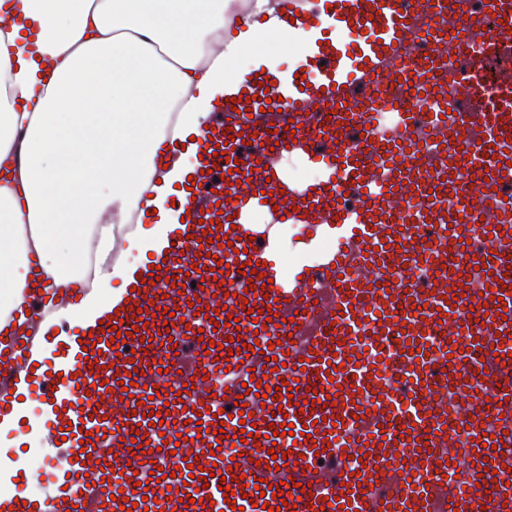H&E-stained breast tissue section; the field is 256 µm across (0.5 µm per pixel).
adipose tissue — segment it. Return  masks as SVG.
Listing matches in <instances>:
<instances>
[{"label":"adipose tissue","mask_w":512,"mask_h":512,"mask_svg":"<svg viewBox=\"0 0 512 512\" xmlns=\"http://www.w3.org/2000/svg\"><path fill=\"white\" fill-rule=\"evenodd\" d=\"M281 0H0V335L30 296L82 282L35 329L95 325L161 262L215 107L253 72L279 73ZM252 53L242 57V45ZM134 260L105 264L116 223ZM149 231H138L141 223Z\"/></svg>","instance_id":"ef3b65f1"}]
</instances>
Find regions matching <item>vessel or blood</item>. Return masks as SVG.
<instances>
[{"label":"vessel or blood","mask_w":512,"mask_h":512,"mask_svg":"<svg viewBox=\"0 0 512 512\" xmlns=\"http://www.w3.org/2000/svg\"><path fill=\"white\" fill-rule=\"evenodd\" d=\"M485 2L488 26L443 12L440 0H284L294 29L315 38L297 48L294 74L268 88L250 77L233 103L211 115L203 171L180 201L190 217L171 230L158 281L123 291L102 327L0 336V425L19 426L21 398L38 395L53 472L40 497L20 487L0 494V512H121L129 498L137 503L132 512H144L149 489L163 512H229L234 505L263 512L259 478L282 485V498L272 501L280 512H512V434L493 418L475 421L471 432L467 455L479 466L438 473V457L454 444L453 408L447 376L435 356L422 353L427 337L465 334L478 353L462 371L495 378L512 366V341L500 339L512 333V292L502 286L512 279V66L489 77L474 56L484 46L512 54V0ZM401 81L421 91L424 115L375 96L379 85ZM491 83L499 88L493 99ZM316 114L326 124L314 123ZM291 121L296 131L288 130ZM422 124L441 146L419 159L410 133ZM277 144L323 164L327 181L282 179L272 166ZM217 168L225 172L220 183ZM419 197L425 218L448 227V242L424 243L410 225ZM263 204L274 207V219L309 224L314 238L327 241L318 261L294 274L282 270L267 232L244 222L250 207ZM215 209L231 223L202 220ZM464 233L487 246L449 252ZM202 236L207 244H199ZM222 236L229 246H220ZM240 257L258 263L260 276L230 297L225 286ZM419 257L437 272L436 291L414 284L409 268ZM481 305L488 308L481 326L469 327L468 312ZM164 307L175 312L166 333L154 317ZM267 308L270 319H255ZM211 309L214 325L206 318ZM232 317L239 327L229 326ZM365 321L379 341L410 336L401 368L414 395L402 411L374 399L377 378L351 360L354 330ZM120 331L126 340H116ZM237 337L250 351L225 350ZM252 378L272 388L287 382L292 395L279 401L245 393L242 384ZM339 378L349 386L341 397ZM425 384L436 410L420 405ZM239 398L244 407H236ZM244 408L256 425L248 439L237 419ZM272 422L292 423V434L269 439ZM412 424L426 430L431 453L419 458L411 483L394 460L408 445L402 429ZM305 433L314 443L301 442ZM490 436L505 452L487 450ZM233 444L241 451L235 462L226 452ZM210 447L215 453L203 465L209 480L191 476L185 459ZM346 448L375 450L382 462L352 476ZM83 452L88 460H80ZM218 470L243 478L245 494L235 503H227ZM488 485L494 494L485 493ZM186 496L191 505L183 504Z\"/></svg>","instance_id":"b4317fda"}]
</instances>
